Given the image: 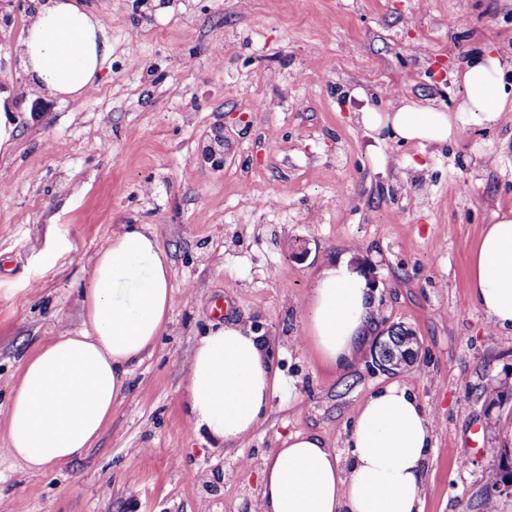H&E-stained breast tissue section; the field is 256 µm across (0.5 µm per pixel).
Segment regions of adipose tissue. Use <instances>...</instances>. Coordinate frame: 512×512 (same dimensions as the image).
<instances>
[{"label":"adipose tissue","instance_id":"ef3b65f1","mask_svg":"<svg viewBox=\"0 0 512 512\" xmlns=\"http://www.w3.org/2000/svg\"><path fill=\"white\" fill-rule=\"evenodd\" d=\"M109 52L97 17L75 0H35L18 54L31 84L77 99L92 90ZM456 111L402 101L369 109L370 130L402 141L440 143L471 122L512 112V90L493 56L468 64ZM469 296L493 328L512 331V212L485 225L470 253ZM171 263L156 235L120 224L94 257L81 297V324L28 356L7 411V455L32 473L81 458L112 419L128 373L165 331L172 308ZM367 280L347 262L325 266L308 302L304 343L325 366L355 358L376 319ZM276 377L251 327L213 326L197 342L182 395L194 432L219 448L251 437L266 417ZM434 424L407 388L376 390L360 407L338 457L317 434L297 432L266 458L258 512H422L420 486Z\"/></svg>","mask_w":512,"mask_h":512}]
</instances>
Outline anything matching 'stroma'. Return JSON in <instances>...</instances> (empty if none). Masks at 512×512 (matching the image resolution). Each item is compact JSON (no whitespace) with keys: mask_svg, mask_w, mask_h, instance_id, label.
Segmentation results:
<instances>
[{"mask_svg":"<svg viewBox=\"0 0 512 512\" xmlns=\"http://www.w3.org/2000/svg\"><path fill=\"white\" fill-rule=\"evenodd\" d=\"M77 2L110 52L72 100L27 84L17 45L32 3L0 0V89L17 92L18 128L0 152V506L239 512L289 434L345 455L361 405L396 384L434 423L423 512H482L481 475L512 449V398L490 408L482 394L512 382V333L490 326L467 277L482 227L512 209V112L440 144L395 141L360 117L400 97L454 108L466 63L489 50L512 86V0ZM219 128L216 168L203 149ZM120 224L149 227L171 260L168 329L93 448L29 473L1 452L11 389L26 357L79 325L94 256ZM342 256L373 281L378 314L332 372L301 338L316 274ZM228 321L268 340L280 386L252 437L212 448L181 394L198 340ZM393 325L420 357L385 372L374 340Z\"/></svg>","mask_w":512,"mask_h":512,"instance_id":"1","label":"stroma"}]
</instances>
